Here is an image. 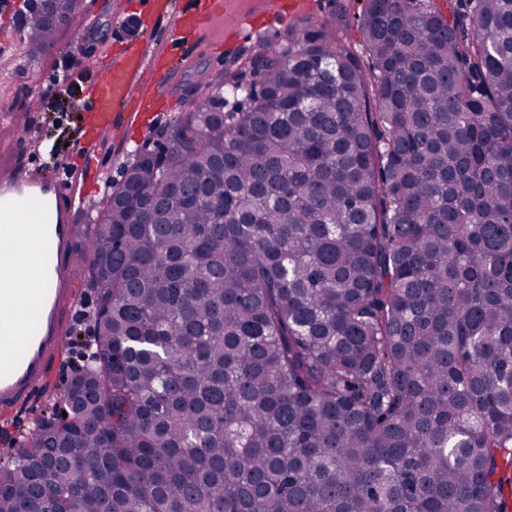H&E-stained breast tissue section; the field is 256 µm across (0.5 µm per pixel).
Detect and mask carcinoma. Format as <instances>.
I'll use <instances>...</instances> for the list:
<instances>
[{
    "instance_id": "carcinoma-1",
    "label": "carcinoma",
    "mask_w": 512,
    "mask_h": 512,
    "mask_svg": "<svg viewBox=\"0 0 512 512\" xmlns=\"http://www.w3.org/2000/svg\"><path fill=\"white\" fill-rule=\"evenodd\" d=\"M80 2L31 0L28 59ZM344 21L110 187L90 391L0 512H512V0H366L364 59Z\"/></svg>"
}]
</instances>
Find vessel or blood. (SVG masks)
<instances>
[{"label": "vessel or blood", "instance_id": "vessel-or-blood-1", "mask_svg": "<svg viewBox=\"0 0 512 512\" xmlns=\"http://www.w3.org/2000/svg\"><path fill=\"white\" fill-rule=\"evenodd\" d=\"M159 14L171 17L167 38L178 46L198 33L200 14L175 0H153ZM102 76L82 99L74 160H62L56 174L36 164L23 165L21 145L0 147V305L27 295L28 309L0 316V416L30 410L57 367L75 316V268L80 237L90 227L80 220L99 186L95 163L113 136L142 127V94L168 101L173 72L160 66L143 43H127L119 53L103 49ZM29 240L41 255L33 274L23 269L17 245Z\"/></svg>", "mask_w": 512, "mask_h": 512}]
</instances>
